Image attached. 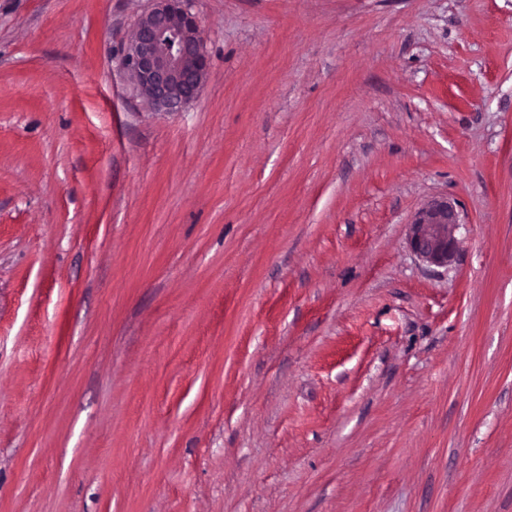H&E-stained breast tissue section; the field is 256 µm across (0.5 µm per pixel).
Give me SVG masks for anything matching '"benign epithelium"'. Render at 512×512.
<instances>
[{"instance_id":"obj_1","label":"benign epithelium","mask_w":512,"mask_h":512,"mask_svg":"<svg viewBox=\"0 0 512 512\" xmlns=\"http://www.w3.org/2000/svg\"><path fill=\"white\" fill-rule=\"evenodd\" d=\"M138 22L125 64L136 76L140 93L157 110L177 112L196 98L210 68L200 26L190 0H155ZM460 211L448 198L433 200L408 225V241L416 257L446 268L459 249L452 229Z\"/></svg>"}]
</instances>
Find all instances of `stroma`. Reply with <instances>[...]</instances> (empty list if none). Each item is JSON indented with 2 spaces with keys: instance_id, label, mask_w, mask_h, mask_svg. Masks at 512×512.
Listing matches in <instances>:
<instances>
[{
  "instance_id": "1",
  "label": "stroma",
  "mask_w": 512,
  "mask_h": 512,
  "mask_svg": "<svg viewBox=\"0 0 512 512\" xmlns=\"http://www.w3.org/2000/svg\"><path fill=\"white\" fill-rule=\"evenodd\" d=\"M153 6L0 0V512H512V0ZM138 22L125 64L140 93L157 110L178 112L196 98L210 68L189 0H155ZM455 201L448 198L433 200L421 209L408 226V241L416 257L431 266L446 268L459 249L451 230L461 224Z\"/></svg>"
}]
</instances>
